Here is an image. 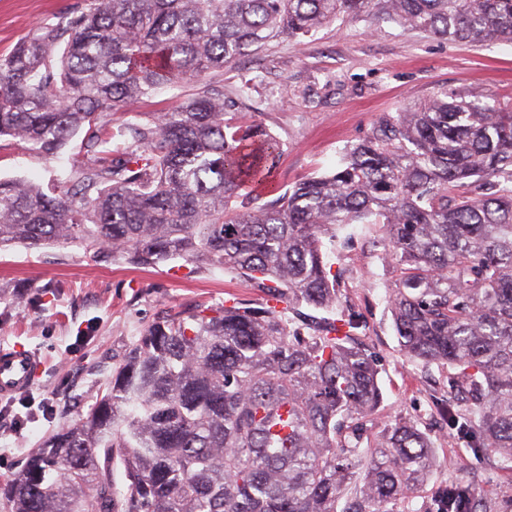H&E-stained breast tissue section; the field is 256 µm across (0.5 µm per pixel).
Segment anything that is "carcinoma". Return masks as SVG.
<instances>
[{
	"mask_svg": "<svg viewBox=\"0 0 512 512\" xmlns=\"http://www.w3.org/2000/svg\"><path fill=\"white\" fill-rule=\"evenodd\" d=\"M362 16L512 41V0H82L0 56V138L55 156L80 135L90 154L45 187L0 179V248L181 259L267 295L152 323L87 413L0 485L4 512H404L436 460L408 424L361 447L383 394L359 322L288 319L336 308L322 244L347 224L380 226L403 355L462 368L448 386L467 387L472 417L449 403L448 429L512 461V110L440 91L281 194L280 142L225 118L218 88L128 123L112 155V112L132 100ZM250 185L274 198L248 206ZM442 496L447 512L498 510L471 483Z\"/></svg>",
	"mask_w": 512,
	"mask_h": 512,
	"instance_id": "1",
	"label": "carcinoma"
}]
</instances>
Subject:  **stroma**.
<instances>
[{"label": "stroma", "mask_w": 512, "mask_h": 512, "mask_svg": "<svg viewBox=\"0 0 512 512\" xmlns=\"http://www.w3.org/2000/svg\"><path fill=\"white\" fill-rule=\"evenodd\" d=\"M79 0H0V55ZM208 87L224 90L235 109L267 128L282 144L276 180L282 189L335 171L344 149L357 143L384 113L440 91L485 95L512 109V44L475 45L406 32L391 22L361 18L333 23L311 35L273 41L199 79L163 88L112 117V149L125 152L123 127L191 101ZM81 153L73 141L48 157L22 143L0 140V178L48 184ZM323 250L339 274L340 308L359 314L357 334L379 361L383 402L367 440L406 421L426 435L436 465L409 512H436L451 481L475 484L512 512V467L471 448L452 433L440 410L456 370L410 360L392 326L389 290L396 272L383 259L372 224H349ZM243 302L263 306L264 294L237 273L169 260L154 267L93 256L72 243L39 249H0V344L40 355L30 391L0 399V485L62 426L78 420L144 330L158 317L195 307Z\"/></svg>", "instance_id": "stroma-1"}]
</instances>
